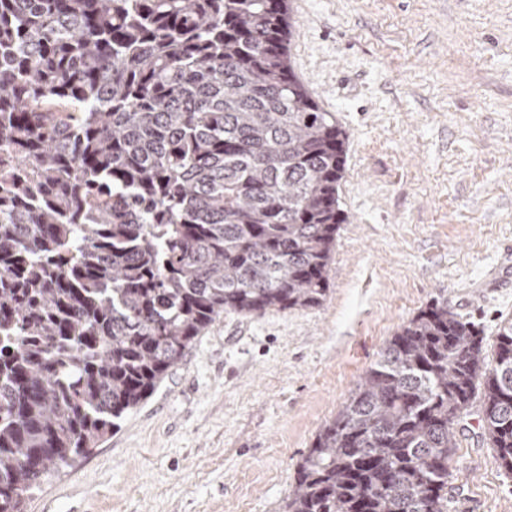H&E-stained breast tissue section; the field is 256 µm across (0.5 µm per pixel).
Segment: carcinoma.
<instances>
[{"instance_id":"cac0c4a2","label":"carcinoma","mask_w":512,"mask_h":512,"mask_svg":"<svg viewBox=\"0 0 512 512\" xmlns=\"http://www.w3.org/2000/svg\"><path fill=\"white\" fill-rule=\"evenodd\" d=\"M287 0H0V512L98 447L226 312L315 308L346 135ZM481 397L512 472V323L448 304L388 341L285 512H448Z\"/></svg>"}]
</instances>
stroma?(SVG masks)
<instances>
[{"mask_svg":"<svg viewBox=\"0 0 512 512\" xmlns=\"http://www.w3.org/2000/svg\"><path fill=\"white\" fill-rule=\"evenodd\" d=\"M292 64L347 134L320 307L217 319L97 448L25 512H284L298 465L433 300L512 320V0H293ZM472 405L457 512H512Z\"/></svg>","mask_w":512,"mask_h":512,"instance_id":"obj_1","label":"stroma"}]
</instances>
